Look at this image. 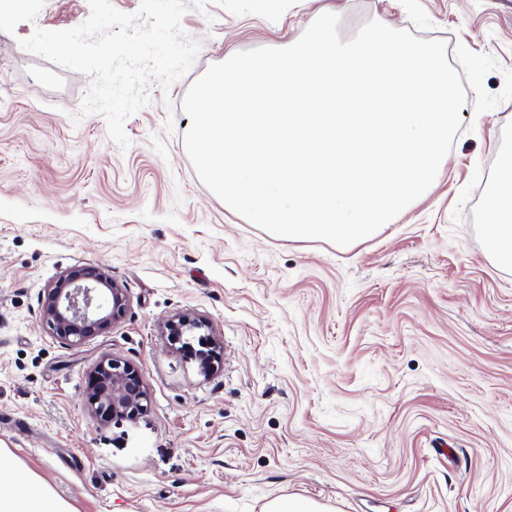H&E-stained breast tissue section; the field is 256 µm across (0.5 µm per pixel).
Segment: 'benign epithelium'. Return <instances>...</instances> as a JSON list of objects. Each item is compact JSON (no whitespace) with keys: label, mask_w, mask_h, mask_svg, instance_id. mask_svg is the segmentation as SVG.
<instances>
[{"label":"benign epithelium","mask_w":512,"mask_h":512,"mask_svg":"<svg viewBox=\"0 0 512 512\" xmlns=\"http://www.w3.org/2000/svg\"><path fill=\"white\" fill-rule=\"evenodd\" d=\"M127 305L124 290L105 271L89 267L64 272L44 288L41 317L56 340L79 346L112 328ZM203 326L204 320L182 313L169 320L166 329L176 342L185 332ZM86 402L103 421L115 416L134 420L147 410L149 398L135 366L105 357L86 376Z\"/></svg>","instance_id":"benign-epithelium-1"}]
</instances>
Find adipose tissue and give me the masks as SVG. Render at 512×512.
Segmentation results:
<instances>
[{"label": "adipose tissue", "instance_id": "adipose-tissue-1", "mask_svg": "<svg viewBox=\"0 0 512 512\" xmlns=\"http://www.w3.org/2000/svg\"><path fill=\"white\" fill-rule=\"evenodd\" d=\"M485 251L496 264L512 266V149L499 156V174L484 187ZM0 512H71L51 490L33 485L12 465H0Z\"/></svg>", "mask_w": 512, "mask_h": 512}]
</instances>
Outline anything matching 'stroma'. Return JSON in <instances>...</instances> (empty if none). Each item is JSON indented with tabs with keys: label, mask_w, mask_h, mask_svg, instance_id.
Instances as JSON below:
<instances>
[{
	"label": "stroma",
	"mask_w": 512,
	"mask_h": 512,
	"mask_svg": "<svg viewBox=\"0 0 512 512\" xmlns=\"http://www.w3.org/2000/svg\"><path fill=\"white\" fill-rule=\"evenodd\" d=\"M341 41L369 20L443 41L466 104L433 187L371 239L280 238L225 208L185 148L189 86L229 52L295 43L323 9ZM89 0H0V462L74 512H512V268L485 254L484 185L512 147V0H298L275 22L216 5L201 43L124 125L81 115L91 76L20 45ZM108 272L123 318L71 347L45 286ZM190 312L220 344L203 373L165 332ZM133 364L136 420L96 419L85 375ZM24 420L15 431L13 420ZM264 512H326L324 506L306 499H275L265 505Z\"/></svg>",
	"instance_id": "35a3bbf8"
}]
</instances>
